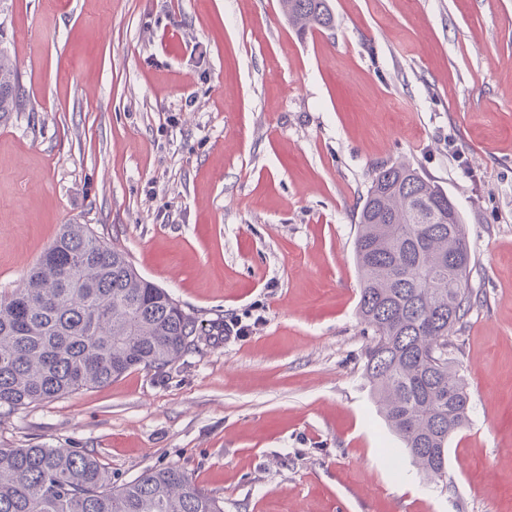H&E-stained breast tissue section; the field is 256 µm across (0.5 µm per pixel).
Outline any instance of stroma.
<instances>
[{"label": "stroma", "mask_w": 512, "mask_h": 512, "mask_svg": "<svg viewBox=\"0 0 512 512\" xmlns=\"http://www.w3.org/2000/svg\"><path fill=\"white\" fill-rule=\"evenodd\" d=\"M11 0L26 109L0 125V291L87 224L213 333L160 377L0 414V447L71 448L115 483L178 465L224 512H512V0ZM406 163L458 209L471 394L423 477L363 377L359 203ZM329 0H281L288 22L304 33L309 29L330 30L335 26V15Z\"/></svg>", "instance_id": "35a3bbf8"}]
</instances>
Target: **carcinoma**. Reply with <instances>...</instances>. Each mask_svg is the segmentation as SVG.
Masks as SVG:
<instances>
[{"label": "carcinoma", "instance_id": "obj_1", "mask_svg": "<svg viewBox=\"0 0 512 512\" xmlns=\"http://www.w3.org/2000/svg\"><path fill=\"white\" fill-rule=\"evenodd\" d=\"M304 33L330 30V0H281ZM25 110L20 77L0 45V124ZM448 195L415 168L383 165L358 212V316L372 333L364 376L413 464L448 478V443L469 420L470 395L450 337L472 307L462 219L443 224ZM207 335L165 289L87 224H64L23 286L0 293V409L101 386L132 369L165 372ZM0 512H224L178 465L115 485L92 454L0 448Z\"/></svg>", "mask_w": 512, "mask_h": 512}]
</instances>
